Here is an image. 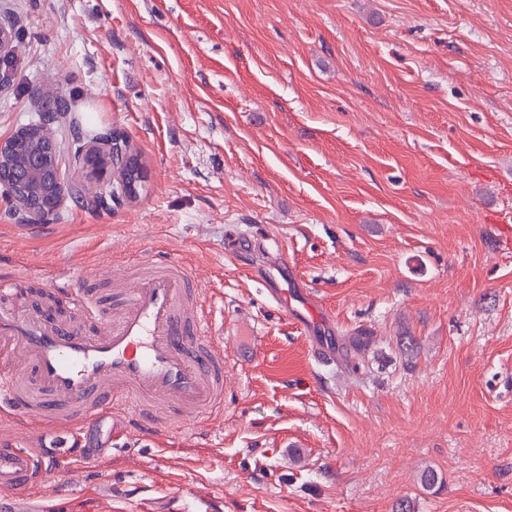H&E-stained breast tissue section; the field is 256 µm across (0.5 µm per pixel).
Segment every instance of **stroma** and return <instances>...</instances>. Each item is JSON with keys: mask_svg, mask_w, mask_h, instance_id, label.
<instances>
[{"mask_svg": "<svg viewBox=\"0 0 512 512\" xmlns=\"http://www.w3.org/2000/svg\"><path fill=\"white\" fill-rule=\"evenodd\" d=\"M0 22V140L60 90L147 170L41 225L0 191V274L109 292L185 256L231 355L222 416L75 428L107 456L25 512H512V0H0ZM285 261L314 328L265 289ZM357 332L358 368L311 351Z\"/></svg>", "mask_w": 512, "mask_h": 512, "instance_id": "obj_1", "label": "stroma"}]
</instances>
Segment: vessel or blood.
Segmentation results:
<instances>
[{
    "mask_svg": "<svg viewBox=\"0 0 512 512\" xmlns=\"http://www.w3.org/2000/svg\"><path fill=\"white\" fill-rule=\"evenodd\" d=\"M149 275L133 288L103 298L86 288V276L61 286L70 320L51 317L32 302L4 304L14 282L0 278V352L23 369L0 372V402L35 427L70 429L117 417L120 429L155 435L224 410L223 330L200 299L184 258L146 254ZM291 266L269 275L268 287L284 310H293ZM89 464L88 449L22 448L0 440V512H14L21 496L52 484L60 458Z\"/></svg>",
    "mask_w": 512,
    "mask_h": 512,
    "instance_id": "b4317fda",
    "label": "vessel or blood"
}]
</instances>
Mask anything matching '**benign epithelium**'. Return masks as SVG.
Returning a JSON list of instances; mask_svg holds the SVG:
<instances>
[{
  "instance_id": "1",
  "label": "benign epithelium",
  "mask_w": 512,
  "mask_h": 512,
  "mask_svg": "<svg viewBox=\"0 0 512 512\" xmlns=\"http://www.w3.org/2000/svg\"><path fill=\"white\" fill-rule=\"evenodd\" d=\"M13 41L12 28L0 22V60L11 55ZM23 136L18 130L0 141V187L24 223L45 224L68 194L60 177V152L53 140H44L37 134L32 137L34 146L30 152L17 160L13 157L14 144ZM75 158L90 182L106 189L119 183L128 198L137 197L146 178L137 154L119 132L90 140L80 147Z\"/></svg>"
}]
</instances>
